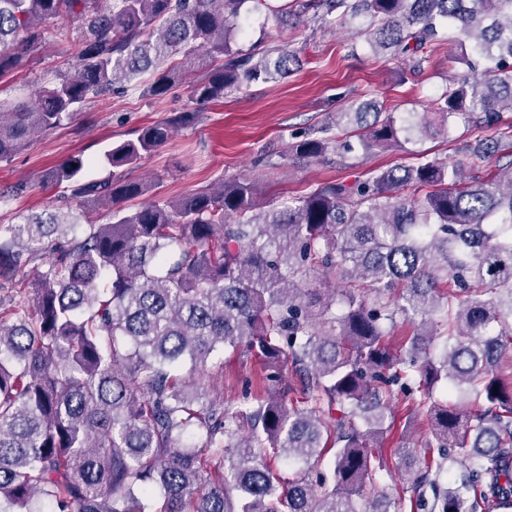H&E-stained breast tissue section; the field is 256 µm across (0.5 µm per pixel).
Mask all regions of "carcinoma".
<instances>
[{
  "instance_id": "carcinoma-1",
  "label": "carcinoma",
  "mask_w": 512,
  "mask_h": 512,
  "mask_svg": "<svg viewBox=\"0 0 512 512\" xmlns=\"http://www.w3.org/2000/svg\"><path fill=\"white\" fill-rule=\"evenodd\" d=\"M261 0H0V80L33 70L52 41L78 44L72 70L37 99L0 97V162L116 91L167 94L184 64L206 104L297 64L284 42L236 47ZM288 25L354 26L377 55L422 74L448 33L462 78L424 112L359 107L335 126L365 130L370 153L454 139L512 111V0H281ZM276 53L271 60L269 55ZM190 113L113 143L107 178L79 154L41 182L60 205L0 225V512H365L388 432L424 416L431 438L408 456L409 512L512 508V125L466 164L331 180L258 211L257 187L225 181L126 212L151 186L127 171ZM331 125L291 143L307 162L355 151ZM508 159L487 170L485 155ZM94 203L110 222L72 216ZM408 332L396 337L398 326ZM230 348L268 391L224 402L184 377ZM329 463L331 480H315ZM298 469L284 477L278 463ZM459 480H442L454 465ZM431 489L432 498L426 497Z\"/></svg>"
}]
</instances>
